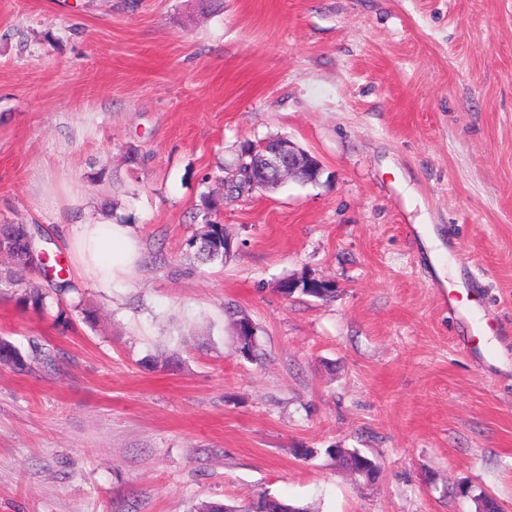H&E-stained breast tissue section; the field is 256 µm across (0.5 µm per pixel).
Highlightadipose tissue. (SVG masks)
<instances>
[{
  "instance_id": "adipose-tissue-1",
  "label": "adipose tissue",
  "mask_w": 512,
  "mask_h": 512,
  "mask_svg": "<svg viewBox=\"0 0 512 512\" xmlns=\"http://www.w3.org/2000/svg\"><path fill=\"white\" fill-rule=\"evenodd\" d=\"M69 249L77 274L105 289L126 276L139 255L129 225L113 223L108 217L77 225Z\"/></svg>"
}]
</instances>
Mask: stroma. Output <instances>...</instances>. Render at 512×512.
I'll list each match as a JSON object with an SVG mask.
<instances>
[{
  "label": "stroma",
  "mask_w": 512,
  "mask_h": 512,
  "mask_svg": "<svg viewBox=\"0 0 512 512\" xmlns=\"http://www.w3.org/2000/svg\"><path fill=\"white\" fill-rule=\"evenodd\" d=\"M275 135L320 180L225 197L230 256L190 259L206 174ZM106 197L126 279L64 264L61 315L0 288V336L54 357L0 365V512H512V0H0V224L63 260ZM301 512L298 507L286 504L285 501L269 496L262 495L256 501L246 505L205 503L196 507V512Z\"/></svg>",
  "instance_id": "obj_1"
}]
</instances>
